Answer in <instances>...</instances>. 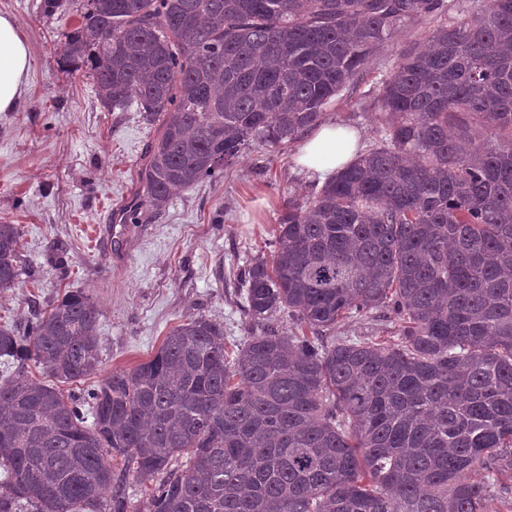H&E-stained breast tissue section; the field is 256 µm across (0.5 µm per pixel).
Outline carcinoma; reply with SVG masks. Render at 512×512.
Wrapping results in <instances>:
<instances>
[{
	"instance_id": "carcinoma-1",
	"label": "carcinoma",
	"mask_w": 512,
	"mask_h": 512,
	"mask_svg": "<svg viewBox=\"0 0 512 512\" xmlns=\"http://www.w3.org/2000/svg\"><path fill=\"white\" fill-rule=\"evenodd\" d=\"M445 0H84L63 60L159 122L125 220L282 148L405 23ZM381 134L290 198L243 267L259 332L191 315L101 370L100 311L67 292L0 326V512H512V0H471L400 54ZM0 223V292L21 274ZM387 316L395 339L328 332ZM279 313L292 321L284 331ZM34 362L52 382L33 381ZM124 462L116 473L112 458ZM146 487L131 508L124 472ZM482 478H475L476 474Z\"/></svg>"
}]
</instances>
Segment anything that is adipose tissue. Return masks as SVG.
Segmentation results:
<instances>
[{
  "mask_svg": "<svg viewBox=\"0 0 512 512\" xmlns=\"http://www.w3.org/2000/svg\"><path fill=\"white\" fill-rule=\"evenodd\" d=\"M32 66L27 41L17 22L0 14V113L15 111L21 101ZM357 130L322 125L308 135L298 157V166L310 175L326 177L357 156Z\"/></svg>",
  "mask_w": 512,
  "mask_h": 512,
  "instance_id": "obj_1",
  "label": "adipose tissue"
}]
</instances>
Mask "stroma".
Here are the masks:
<instances>
[{"instance_id": "obj_1", "label": "stroma", "mask_w": 512, "mask_h": 512, "mask_svg": "<svg viewBox=\"0 0 512 512\" xmlns=\"http://www.w3.org/2000/svg\"><path fill=\"white\" fill-rule=\"evenodd\" d=\"M83 0H62L52 15L43 0H0L32 54L29 81L16 111L0 113V221L18 225L23 274L0 293V324L24 326L34 307L66 291L89 295L100 310L103 372L149 360L167 332L190 315L224 326L226 346L249 336L240 272L270 255L288 198L314 191L299 173L294 142L250 148L221 179L177 193L160 213L125 223L122 211L138 189V172L157 127L136 108L101 105L86 68H65L63 32L79 25ZM431 18L406 24L355 74L325 109L324 122L359 131L369 145L382 125L371 103L398 53L425 41ZM69 258L66 277L48 259Z\"/></svg>"}]
</instances>
